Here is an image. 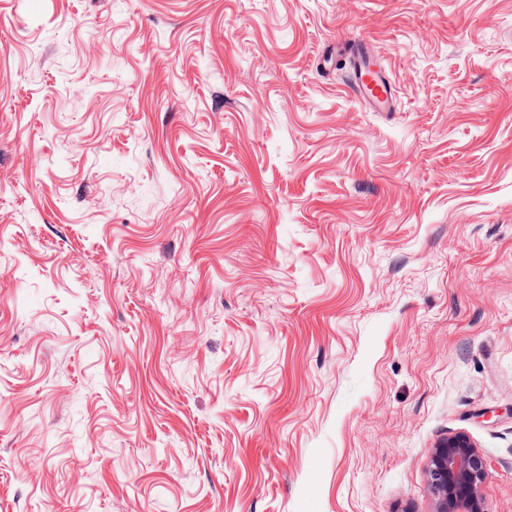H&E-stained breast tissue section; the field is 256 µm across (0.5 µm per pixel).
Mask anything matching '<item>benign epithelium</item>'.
Returning a JSON list of instances; mask_svg holds the SVG:
<instances>
[{
    "mask_svg": "<svg viewBox=\"0 0 512 512\" xmlns=\"http://www.w3.org/2000/svg\"><path fill=\"white\" fill-rule=\"evenodd\" d=\"M484 458L464 434L448 437L434 449L428 468L438 512H486L482 485Z\"/></svg>",
    "mask_w": 512,
    "mask_h": 512,
    "instance_id": "7a95c632",
    "label": "benign epithelium"
}]
</instances>
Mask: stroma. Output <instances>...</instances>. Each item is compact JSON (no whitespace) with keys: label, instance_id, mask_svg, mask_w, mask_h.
<instances>
[{"label":"stroma","instance_id":"stroma-1","mask_svg":"<svg viewBox=\"0 0 512 512\" xmlns=\"http://www.w3.org/2000/svg\"><path fill=\"white\" fill-rule=\"evenodd\" d=\"M1 265L0 512H512V0H0ZM349 64L353 95L374 112H392L396 101V86L389 72L358 48L352 52ZM484 458L465 434L448 437L434 449L428 468L438 512H486L482 485Z\"/></svg>","mask_w":512,"mask_h":512}]
</instances>
